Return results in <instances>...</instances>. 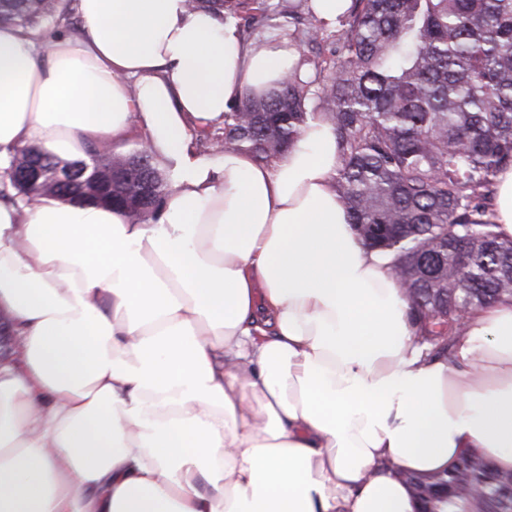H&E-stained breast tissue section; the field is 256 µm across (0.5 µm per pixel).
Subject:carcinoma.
Segmentation results:
<instances>
[{
  "instance_id": "obj_1",
  "label": "carcinoma",
  "mask_w": 512,
  "mask_h": 512,
  "mask_svg": "<svg viewBox=\"0 0 512 512\" xmlns=\"http://www.w3.org/2000/svg\"><path fill=\"white\" fill-rule=\"evenodd\" d=\"M72 0H0V21L25 31L70 21ZM224 12L258 46L257 26L283 33L309 70L295 67L280 89L246 95L224 113V149L268 162L308 123L336 134L335 182L364 244L393 258L418 341L446 355L472 312L512 298V239L496 232L491 205L497 173L512 166V0H350L330 27L311 0H190ZM49 172L68 173L45 196L64 198L84 179L83 159L62 161L27 145ZM111 205L147 223L158 218L168 183L150 144L104 158ZM30 201L34 190L10 177L1 199ZM420 512H512L501 493L512 473L477 452L448 472L405 476Z\"/></svg>"
}]
</instances>
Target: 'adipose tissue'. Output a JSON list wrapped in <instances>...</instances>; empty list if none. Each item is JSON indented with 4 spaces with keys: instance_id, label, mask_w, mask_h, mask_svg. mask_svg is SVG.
<instances>
[{
    "instance_id": "adipose-tissue-1",
    "label": "adipose tissue",
    "mask_w": 512,
    "mask_h": 512,
    "mask_svg": "<svg viewBox=\"0 0 512 512\" xmlns=\"http://www.w3.org/2000/svg\"><path fill=\"white\" fill-rule=\"evenodd\" d=\"M76 29L0 25V167L33 144L165 162L155 222L0 202V512H417L403 474L478 452L512 471V302L472 312L452 359L416 339L389 255L339 200L332 128L284 155L194 136L299 52L252 48L187 0H77Z\"/></svg>"
}]
</instances>
